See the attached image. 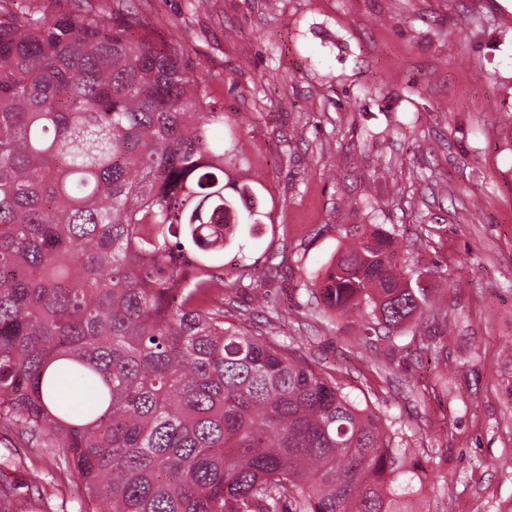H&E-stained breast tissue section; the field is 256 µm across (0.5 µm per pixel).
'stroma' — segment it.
<instances>
[{"label": "stroma", "instance_id": "35a3bbf8", "mask_svg": "<svg viewBox=\"0 0 512 512\" xmlns=\"http://www.w3.org/2000/svg\"><path fill=\"white\" fill-rule=\"evenodd\" d=\"M19 7L182 45L273 198L271 223L224 254L251 272L228 322L332 374L417 449L439 477L418 512H512V0H0V15ZM350 224L392 234L444 319L367 343L362 316L316 308ZM1 490L29 512L97 510L18 428H0Z\"/></svg>", "mask_w": 512, "mask_h": 512}]
</instances>
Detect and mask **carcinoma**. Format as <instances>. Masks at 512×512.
Listing matches in <instances>:
<instances>
[{"mask_svg": "<svg viewBox=\"0 0 512 512\" xmlns=\"http://www.w3.org/2000/svg\"><path fill=\"white\" fill-rule=\"evenodd\" d=\"M93 12L0 21V421L103 512H408L429 471L372 413L224 321V250L270 219L182 48ZM317 306L363 335L438 306L390 234L345 246ZM85 389L76 408L60 375Z\"/></svg>", "mask_w": 512, "mask_h": 512, "instance_id": "1", "label": "carcinoma"}]
</instances>
